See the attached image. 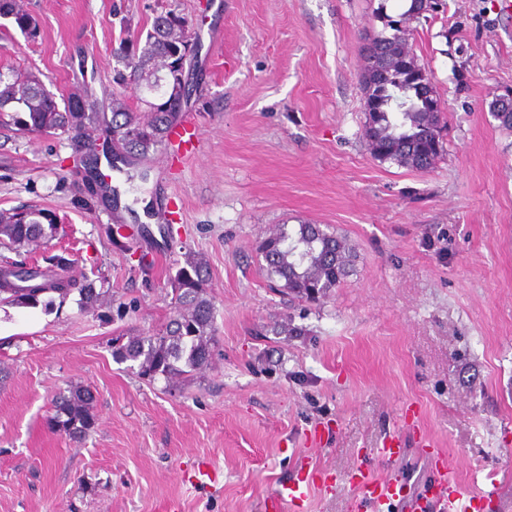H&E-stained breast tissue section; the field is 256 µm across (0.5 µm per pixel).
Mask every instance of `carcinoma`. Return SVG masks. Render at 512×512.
<instances>
[{
  "label": "carcinoma",
  "mask_w": 512,
  "mask_h": 512,
  "mask_svg": "<svg viewBox=\"0 0 512 512\" xmlns=\"http://www.w3.org/2000/svg\"><path fill=\"white\" fill-rule=\"evenodd\" d=\"M0 18L8 19L26 37L39 34V22L19 0H0ZM383 31L371 40L372 51L397 41L395 24L399 20L386 16ZM390 34H385V30ZM189 35L185 21L171 13L154 18L147 32L141 54L127 53L121 57L124 71L115 80L135 85L154 97L138 102L146 111L131 109L125 102H112L111 112L98 100L88 99V106L74 110L67 99L57 101L41 79L28 71L0 72V124L9 117V124L22 133L52 131L70 135L79 146L84 174L79 193L83 202L99 200L108 205L119 199L118 190L103 195L95 189L88 173L98 164L97 147L84 140L88 131L121 130L126 136L128 161L118 171L124 172L134 161L168 145L175 123L182 122L179 94L182 85L162 71L172 69L170 58L183 37ZM429 82L425 69L392 71L382 84L362 91L376 100L378 111L370 113L365 124V137L373 157L400 166L427 171L440 157L436 148L439 129L429 121L422 100L424 85ZM59 236L56 213L35 206L0 209V302L17 307H35L49 293L66 299L79 293L82 305L101 307V293L93 283L79 282L71 275L75 260L63 251L49 257V265L27 264L15 260L37 243H50ZM264 270L279 282V291L309 303H318L353 272L355 253L345 238L319 224L302 223L290 231L280 225L260 245ZM209 278L207 263L198 254L190 253L185 265L169 280L174 299L173 316L161 332L151 336H135L113 349L121 362L138 363L139 374L150 380H179L209 365L215 340V307L207 297ZM95 396L87 386H77L53 398L56 429L71 438L86 436L95 425L92 414Z\"/></svg>",
  "instance_id": "carcinoma-1"
}]
</instances>
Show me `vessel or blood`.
Returning <instances> with one entry per match:
<instances>
[{"instance_id": "vessel-or-blood-1", "label": "vessel or blood", "mask_w": 512, "mask_h": 512, "mask_svg": "<svg viewBox=\"0 0 512 512\" xmlns=\"http://www.w3.org/2000/svg\"><path fill=\"white\" fill-rule=\"evenodd\" d=\"M350 480L357 491L358 512H395L400 506L407 512H486L498 496V482L491 474L485 476L482 487L466 498L444 470L423 493L415 495L407 493L402 481L375 478L361 467L351 472ZM310 488V468L304 464L297 481L274 489L266 501L268 512H281L283 506L296 505L306 498Z\"/></svg>"}]
</instances>
